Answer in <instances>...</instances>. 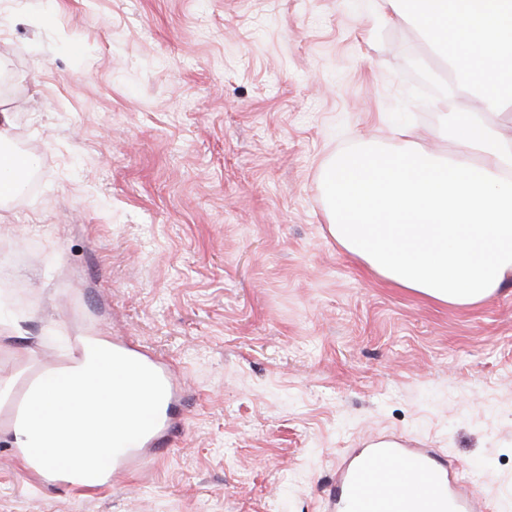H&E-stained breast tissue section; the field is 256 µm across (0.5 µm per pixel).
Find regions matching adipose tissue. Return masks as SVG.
Instances as JSON below:
<instances>
[{"instance_id": "obj_1", "label": "adipose tissue", "mask_w": 512, "mask_h": 512, "mask_svg": "<svg viewBox=\"0 0 512 512\" xmlns=\"http://www.w3.org/2000/svg\"><path fill=\"white\" fill-rule=\"evenodd\" d=\"M455 69L429 151L408 127L322 166L326 219L339 246L394 284L452 305L492 299L512 281V0H378ZM476 99L457 109L459 94Z\"/></svg>"}]
</instances>
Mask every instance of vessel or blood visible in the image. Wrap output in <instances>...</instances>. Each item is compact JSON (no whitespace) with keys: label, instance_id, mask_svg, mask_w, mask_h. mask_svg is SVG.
<instances>
[{"label":"vessel or blood","instance_id":"obj_1","mask_svg":"<svg viewBox=\"0 0 512 512\" xmlns=\"http://www.w3.org/2000/svg\"><path fill=\"white\" fill-rule=\"evenodd\" d=\"M113 350L135 358L162 378L166 396L156 428L142 440L127 447L111 463L106 473L91 482L69 480L68 476H47L44 469L28 459L27 449L18 457L27 459V474L35 482L83 496H97L121 489L126 478L154 459L183 424L172 414L174 402L185 399L186 391L177 372V363L152 350L139 340L116 336ZM67 363L40 368L22 383L11 401L0 405V422L15 423L33 386L52 373H62ZM460 467L430 448H414L401 439L373 440L348 458L337 470L333 506L336 512H488L482 495L459 479Z\"/></svg>","mask_w":512,"mask_h":512}]
</instances>
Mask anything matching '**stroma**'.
Here are the masks:
<instances>
[{"label":"stroma","mask_w":512,"mask_h":512,"mask_svg":"<svg viewBox=\"0 0 512 512\" xmlns=\"http://www.w3.org/2000/svg\"><path fill=\"white\" fill-rule=\"evenodd\" d=\"M54 21H40L44 12ZM372 0H0V103L34 191L0 202V403L83 336L180 364L181 436L123 491L28 480L0 512H331L374 436L433 448L512 512V283L472 306L368 271L324 160L433 144L445 61Z\"/></svg>","instance_id":"obj_1"}]
</instances>
